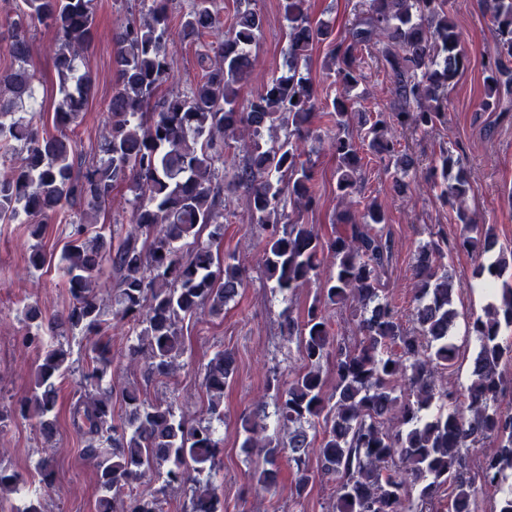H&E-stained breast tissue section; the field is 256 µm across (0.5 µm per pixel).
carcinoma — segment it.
<instances>
[{
    "instance_id": "cac0c4a2",
    "label": "carcinoma",
    "mask_w": 512,
    "mask_h": 512,
    "mask_svg": "<svg viewBox=\"0 0 512 512\" xmlns=\"http://www.w3.org/2000/svg\"><path fill=\"white\" fill-rule=\"evenodd\" d=\"M24 10L9 25L6 47L17 63L0 78V150L24 143V163L0 177V220L25 215L32 234L43 232L58 207L68 204L91 212L105 209L115 189L131 193V228L125 234L88 235L75 226L64 247L61 274L71 295L68 309L47 317L35 308L23 311L27 344L48 346L39 366L34 392L22 412L40 429L55 428L53 412L68 372V353L47 337L79 330L98 335L103 309L98 282L113 279L114 318L132 325L137 344L130 355L144 359L147 378L174 374L185 352L179 323L224 304L244 286L243 271L233 256H219L224 235V176L215 162L224 142L247 133V160L236 167L233 183L249 194L253 223L265 232L261 267L273 289L283 296L313 280L319 289L303 321L282 314L288 337L301 342L304 370L291 379L273 378V414L288 427L282 445L259 444L266 406L240 419L243 447L264 446L265 463L257 482L270 485L277 476L279 449L296 467V496L316 478L334 482L335 512H440L448 492V512H478V491L499 494L495 512H512V405H503L498 368L512 360V343L502 330L512 327V286L501 289L499 302L467 322L477 351L470 384L450 390L438 374L454 366L458 346L451 334L456 319L454 283L448 275L440 241L431 240L415 259L414 329L403 324L388 297L386 278L392 241L384 232L387 214L361 197L360 180L367 155L388 161L395 190L404 194L418 172L417 160L401 149L398 134H428L445 122L448 87L468 68L462 36L451 0H363L347 35L338 38L323 23L310 19L307 0H282L288 21L287 71L272 77L246 107L239 88L252 66L251 48L263 18L246 7L235 14L217 50L197 54L201 78L184 95L157 97L170 76L167 42L172 24L168 0H149L138 21L127 22L115 36L113 65L117 88L108 104L109 125L99 159L81 168L72 144L39 136L17 115L30 100L33 84L28 66L27 21L36 20L59 34L54 52L61 101L54 123L79 124L92 79L80 71L79 51L94 37L92 0H22ZM494 46L483 62L486 109L512 110V0H489ZM219 25L213 0H194L183 15L181 34L192 40ZM327 47L326 68L338 90L320 99L305 74L312 46ZM375 49L390 78L391 122L360 110L355 93L363 79L359 52ZM329 118V147L336 157V196L347 204L340 230L324 242L302 213L316 204L314 164L305 142L319 115ZM285 130L272 141L265 133ZM426 179L440 189L443 203L455 205L463 232L456 246L477 253L473 277L489 287L512 264V249L497 247L494 229L475 221L463 206L470 185L464 159L453 144L440 146ZM208 239L201 240L203 230ZM331 271L320 277L322 256ZM352 309L359 339L348 343L331 331L327 310ZM93 366L84 387L97 390L72 404L71 423L85 442L82 454L92 459L100 496L98 512H163L165 490L190 485L188 512H216L217 488L192 479L213 470L219 441L211 425H192L172 404L141 397L135 386L120 389L124 411L114 417L115 389L102 387L112 367V351L92 343ZM332 361L335 382L326 387L322 364ZM234 357L217 352L204 366L210 418L224 420V389L234 380ZM491 452L484 451L487 442ZM318 448L312 471L309 450ZM169 464L161 471L163 464ZM155 473L161 486L150 496L124 490ZM22 480L0 470V496L16 493Z\"/></svg>"
}]
</instances>
